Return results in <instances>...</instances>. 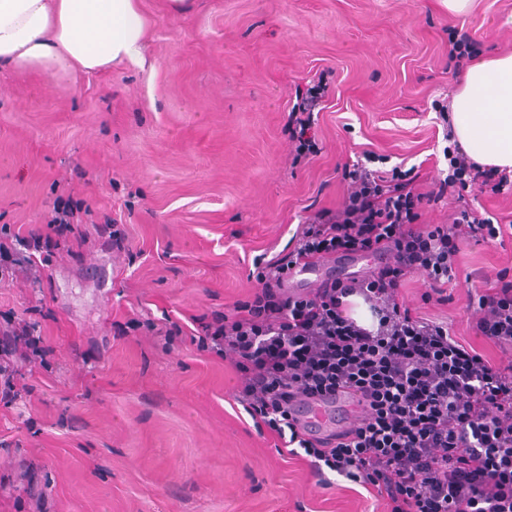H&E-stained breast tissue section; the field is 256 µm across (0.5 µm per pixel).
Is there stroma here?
Returning a JSON list of instances; mask_svg holds the SVG:
<instances>
[{
  "mask_svg": "<svg viewBox=\"0 0 512 512\" xmlns=\"http://www.w3.org/2000/svg\"><path fill=\"white\" fill-rule=\"evenodd\" d=\"M139 5V62L63 79L0 68V229L17 259L0 272V326L50 349L0 402V512H386L341 477L318 485L259 434L231 367L191 333L169 348L127 322L231 311L298 224L342 205L345 163L415 165L433 189L448 173L437 108L460 76L448 31L512 53V0L463 16L442 0ZM317 82L315 148L300 154L288 114ZM66 207L70 231L52 255L35 250ZM505 268L511 239L465 242L447 304L425 301L419 275L402 296L495 364L470 297Z\"/></svg>",
  "mask_w": 512,
  "mask_h": 512,
  "instance_id": "stroma-1",
  "label": "stroma"
}]
</instances>
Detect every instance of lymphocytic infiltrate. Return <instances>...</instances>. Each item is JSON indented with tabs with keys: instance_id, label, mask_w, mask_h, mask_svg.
Here are the masks:
<instances>
[{
	"instance_id": "lymphocytic-infiltrate-1",
	"label": "lymphocytic infiltrate",
	"mask_w": 512,
	"mask_h": 512,
	"mask_svg": "<svg viewBox=\"0 0 512 512\" xmlns=\"http://www.w3.org/2000/svg\"><path fill=\"white\" fill-rule=\"evenodd\" d=\"M444 156L448 174L426 193L416 169L345 166L342 207L300 225L287 254L258 267L257 288L233 313L191 323L199 348L235 372L234 398L256 430L305 460L320 485L342 477L387 512H512V274L486 278L473 298L476 336L501 351L495 365L401 298L417 274L430 285L425 301L445 304L461 242L504 240L503 224L476 215L466 193L512 192V173L477 164L456 143ZM448 194L456 198L449 223H421L423 204ZM358 252L386 259L287 290L298 265ZM351 295L367 305L371 326L351 317ZM340 389L359 395L358 420L322 437L297 425L294 401Z\"/></svg>"
}]
</instances>
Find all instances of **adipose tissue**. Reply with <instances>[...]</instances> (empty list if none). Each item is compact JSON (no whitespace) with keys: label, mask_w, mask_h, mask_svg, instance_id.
Listing matches in <instances>:
<instances>
[{"label":"adipose tissue","mask_w":512,"mask_h":512,"mask_svg":"<svg viewBox=\"0 0 512 512\" xmlns=\"http://www.w3.org/2000/svg\"><path fill=\"white\" fill-rule=\"evenodd\" d=\"M147 23L138 0H0V64L53 77L140 60ZM467 155L512 171V54L471 66L451 98Z\"/></svg>","instance_id":"obj_1"}]
</instances>
